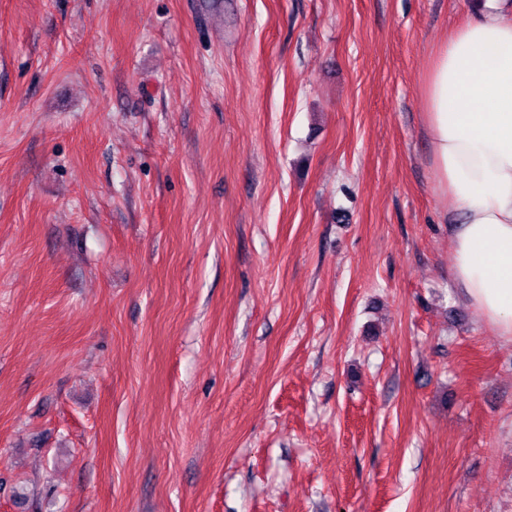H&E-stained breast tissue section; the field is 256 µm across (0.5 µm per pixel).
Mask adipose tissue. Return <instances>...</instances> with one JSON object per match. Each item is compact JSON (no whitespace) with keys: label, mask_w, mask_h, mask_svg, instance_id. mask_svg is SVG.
<instances>
[{"label":"adipose tissue","mask_w":512,"mask_h":512,"mask_svg":"<svg viewBox=\"0 0 512 512\" xmlns=\"http://www.w3.org/2000/svg\"><path fill=\"white\" fill-rule=\"evenodd\" d=\"M435 188L446 194L452 276L512 337V0H483L434 48L422 78Z\"/></svg>","instance_id":"1"}]
</instances>
